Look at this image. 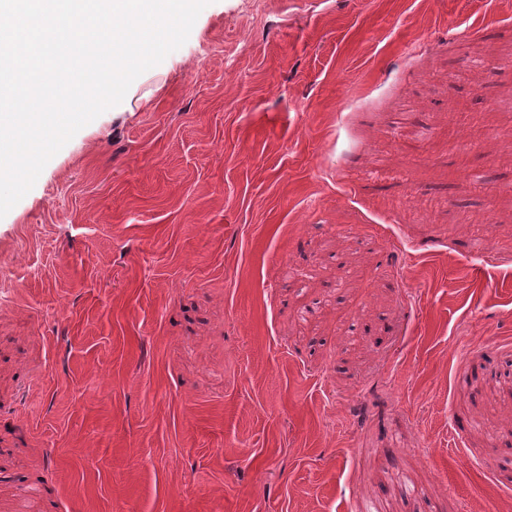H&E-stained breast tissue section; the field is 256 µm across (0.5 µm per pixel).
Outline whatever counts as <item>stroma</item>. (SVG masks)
Wrapping results in <instances>:
<instances>
[{
  "label": "stroma",
  "instance_id": "1",
  "mask_svg": "<svg viewBox=\"0 0 512 512\" xmlns=\"http://www.w3.org/2000/svg\"><path fill=\"white\" fill-rule=\"evenodd\" d=\"M0 265V512H512V0H212Z\"/></svg>",
  "mask_w": 512,
  "mask_h": 512
}]
</instances>
